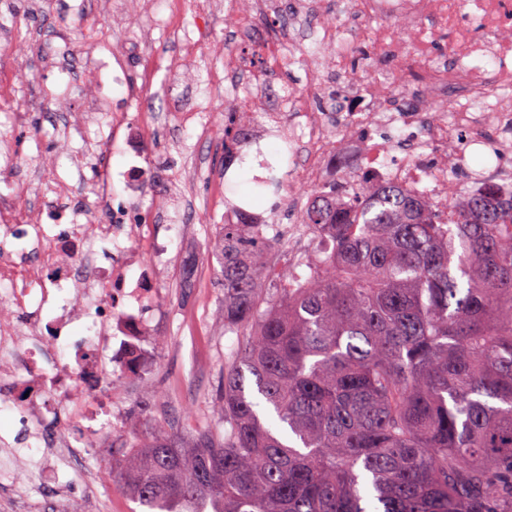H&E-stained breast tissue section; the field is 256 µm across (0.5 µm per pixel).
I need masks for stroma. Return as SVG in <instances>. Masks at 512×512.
<instances>
[{
    "instance_id": "1",
    "label": "stroma",
    "mask_w": 512,
    "mask_h": 512,
    "mask_svg": "<svg viewBox=\"0 0 512 512\" xmlns=\"http://www.w3.org/2000/svg\"><path fill=\"white\" fill-rule=\"evenodd\" d=\"M226 0H176L166 7L160 0H0V54H8L12 67L27 83L18 87L17 97L37 96L28 112L32 137L17 140L14 148L24 163L16 178L0 181V194L16 196L27 203L30 187L45 181L48 172L66 173V156L90 152L95 142L108 139L115 176L111 185L112 204L127 207L131 194L122 173L129 165L140 166L155 183L174 182L178 194L194 200L195 215L159 225L160 238L169 243V261L156 280L161 290L154 315L158 367L150 376L125 383L129 413L151 405L172 425L181 427L200 419L216 418L214 401L217 379L224 358L235 352L240 337L224 332V289L219 279L216 236L229 203L239 202L243 182L266 176L256 161L257 148L248 147L244 162L224 165V137L213 122L214 113H224L236 125L252 123L267 130L288 122V111L280 102L284 88L302 89L307 72L296 65L299 57L311 56L322 36L324 22L298 14L299 0H277L266 15L251 21L249 39L232 44V52L262 77L267 90L266 111L252 114L239 83L229 82L220 49L230 29L224 18ZM95 14L96 24L73 25L68 35L56 29L58 17L76 11ZM173 15L176 23L161 25L159 19ZM28 42L27 52L12 47L17 39ZM105 61L109 68L124 73L126 84H100L90 77L86 99L65 97L61 86L65 73L80 74L90 57ZM402 58L365 60L352 54L348 73L337 72L334 64L322 63L316 70L329 88L357 87L372 77H385L403 68ZM211 78L217 94L210 108L201 112L198 128H188L181 117L184 104L156 98L154 109L162 122L148 127L145 145L132 155L124 134L109 136L106 124L88 126L85 137L66 136L62 127L69 114L82 111L87 100L102 101L108 112L136 113L139 95L150 88L171 84L183 90L198 89L199 81ZM109 439L98 441L88 465L95 483L94 493L84 488L81 471H63L59 477L71 481L82 512H134L136 505L123 495L118 473L112 468L117 458Z\"/></svg>"
}]
</instances>
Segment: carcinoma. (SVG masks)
Returning a JSON list of instances; mask_svg holds the SVG:
<instances>
[{
	"label": "carcinoma",
	"mask_w": 512,
	"mask_h": 512,
	"mask_svg": "<svg viewBox=\"0 0 512 512\" xmlns=\"http://www.w3.org/2000/svg\"><path fill=\"white\" fill-rule=\"evenodd\" d=\"M224 126V140L246 143ZM309 194L320 260L219 227L220 416L122 444L144 512H512V201L359 182Z\"/></svg>",
	"instance_id": "carcinoma-1"
}]
</instances>
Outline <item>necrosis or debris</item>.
Segmentation results:
<instances>
[{
    "label": "necrosis or debris",
    "instance_id": "4bbe7bcc",
    "mask_svg": "<svg viewBox=\"0 0 512 512\" xmlns=\"http://www.w3.org/2000/svg\"><path fill=\"white\" fill-rule=\"evenodd\" d=\"M337 27L323 38L345 66L352 47L364 43L370 58L409 56L410 69L346 90L353 109L310 111L324 98L318 80L290 93L299 116L288 126V150L298 177L288 187L290 207H304L303 190L333 181L341 190L362 180L392 184L426 195L452 215L449 190L466 195L485 184L512 197V0H336ZM407 17L410 35L389 19ZM455 60L440 63L439 41ZM397 131L398 154L374 143V130ZM483 151L486 165L472 170L470 154ZM77 173L92 171L80 204L75 188L57 177L41 184L38 208L0 197V406L17 416V449H37L59 466L88 452V438L115 431L123 417L115 383L141 374L152 360L146 345L150 312L160 291L153 272L168 251L149 222L163 216L171 190L132 184L153 210L127 217L111 211L109 168L73 161ZM68 219L63 231L46 221ZM68 303L54 317L43 314L57 292ZM85 322L87 333L70 327Z\"/></svg>",
    "mask_w": 512,
    "mask_h": 512
}]
</instances>
